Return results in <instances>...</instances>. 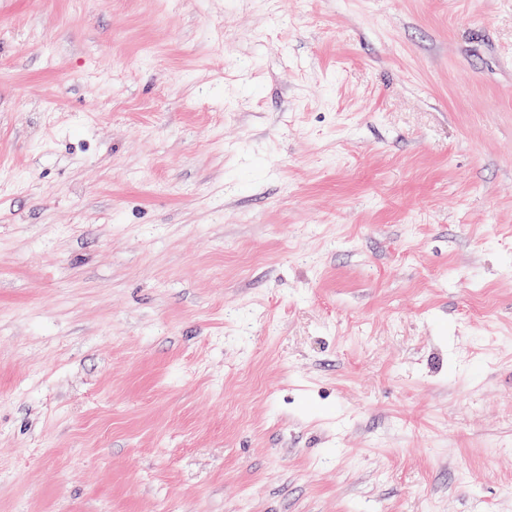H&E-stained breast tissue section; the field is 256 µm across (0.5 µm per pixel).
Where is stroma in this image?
Instances as JSON below:
<instances>
[{
  "label": "stroma",
  "instance_id": "35a3bbf8",
  "mask_svg": "<svg viewBox=\"0 0 512 512\" xmlns=\"http://www.w3.org/2000/svg\"><path fill=\"white\" fill-rule=\"evenodd\" d=\"M0 512H512V0H0Z\"/></svg>",
  "mask_w": 512,
  "mask_h": 512
}]
</instances>
